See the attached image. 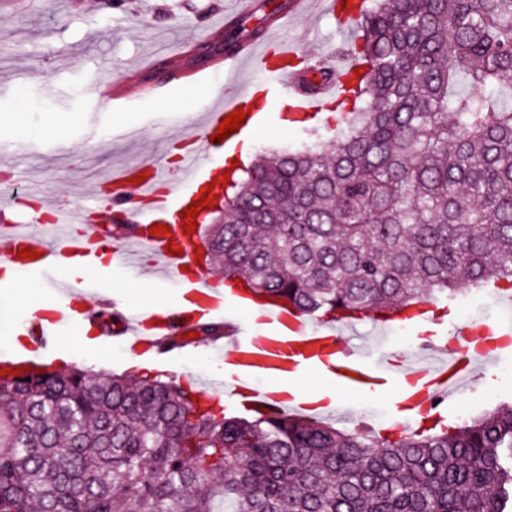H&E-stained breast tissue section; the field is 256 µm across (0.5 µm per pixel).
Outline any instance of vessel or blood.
I'll return each mask as SVG.
<instances>
[{
	"instance_id": "1",
	"label": "vessel or blood",
	"mask_w": 512,
	"mask_h": 512,
	"mask_svg": "<svg viewBox=\"0 0 512 512\" xmlns=\"http://www.w3.org/2000/svg\"><path fill=\"white\" fill-rule=\"evenodd\" d=\"M234 68L244 66L268 72L265 83L237 81L231 96H218L211 101L195 132L211 139L222 119L236 108L246 106L255 96L273 94L275 89L294 90L298 109L316 111L321 98L339 94L337 85L324 88L321 97L296 93L297 74L282 65L269 68L266 51L248 49L236 56ZM224 169L217 166L201 168L195 153H187L177 170L169 172L160 163L124 165L113 170L115 188L111 208L125 223L134 225L122 247L112 252V263L96 264L102 250L103 237L98 226L91 224L86 209L62 210L47 195L39 197L38 213L29 215L26 223L12 225L5 250L0 251V288L9 287L12 277L23 276L43 284L51 295L50 302L59 305L72 296L86 300L83 308L64 316L44 315L39 307L21 314L20 329L35 336L42 348L52 347L62 332H83L95 322L103 307L109 306L98 289L100 281L111 276L113 269L137 263L143 255H151L154 263L147 273L158 280L178 279L183 304L160 311L148 308L122 316L121 332L133 349H149L164 343L171 336H185L196 331L199 323L217 315L224 308L225 296L209 267L196 264L199 247L197 235L185 232L183 225L170 224L168 232L153 236L149 229L169 213H181L199 198L208 185L223 188ZM82 225L74 234L70 225ZM179 246V254H171L169 244ZM38 251V258L23 254L24 248ZM72 258L82 259L89 267L86 277L70 281L61 277L60 269ZM237 303L254 316L250 325L229 324L224 333L231 339L224 363L232 372L233 384L222 388L211 382L201 383L198 392L204 400L220 401L222 396L239 399L251 409L279 413L297 412L323 416L327 410L310 398L284 393L254 382L258 369L295 374L308 367L325 369L337 386L359 392H374L399 384V400L403 408H413L419 401H444L455 396L459 387L471 383L482 369L491 365L504 348V340L512 333L508 325L474 330L469 326L455 328L457 343L448 345L441 359L430 363L415 361L402 364L398 373H391L382 363L368 364L350 337L355 325L341 319L324 325L313 324L309 317L278 303L262 302L242 293Z\"/></svg>"
}]
</instances>
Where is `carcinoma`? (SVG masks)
<instances>
[{
	"label": "carcinoma",
	"instance_id": "obj_1",
	"mask_svg": "<svg viewBox=\"0 0 512 512\" xmlns=\"http://www.w3.org/2000/svg\"><path fill=\"white\" fill-rule=\"evenodd\" d=\"M356 20L300 68L307 96L344 81L337 109L232 169L206 239L224 287L325 322L455 299L459 273L512 292V0H362ZM194 397L157 374L1 377L0 512H512V401L396 433Z\"/></svg>",
	"mask_w": 512,
	"mask_h": 512
}]
</instances>
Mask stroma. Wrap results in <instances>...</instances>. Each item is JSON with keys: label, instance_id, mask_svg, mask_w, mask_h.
I'll use <instances>...</instances> for the list:
<instances>
[{"label": "stroma", "instance_id": "1", "mask_svg": "<svg viewBox=\"0 0 512 512\" xmlns=\"http://www.w3.org/2000/svg\"><path fill=\"white\" fill-rule=\"evenodd\" d=\"M271 3L253 0L244 16L247 26L264 25L267 46L290 40L300 48L301 58L315 60L344 42L335 20L326 14L303 11L285 29L268 24ZM234 6V0H128L120 20L111 18L101 0H0V161L14 177L52 195L62 207L101 210L105 201L85 196L83 185L123 163L150 160L174 166L180 147L173 131L195 125L213 91L228 89L234 78L220 57L206 64L209 81L189 78L196 67L191 60L194 47ZM150 60L154 68L142 72ZM102 81L126 92L122 108L91 94L93 83ZM289 99L284 91L263 100L268 123L253 132L244 164L302 139L300 128L288 122ZM101 287L132 307L157 301L171 305L180 294L177 281L147 278L137 264L114 271ZM38 296V284L23 277L0 290V352L12 346L17 313ZM360 332L359 341L372 356L409 357L437 341L433 327L398 322L377 331L365 325ZM193 348L194 356L149 364L127 350L117 335L104 337L95 351L66 336L58 347L42 352L41 361L59 372L90 367L98 374L141 376L149 370L183 385L231 381L222 352L198 338ZM289 383L334 397L338 414L333 421L341 427L369 422L361 411L366 402L386 415L394 413L388 392H343L313 371L292 376ZM510 396L512 354L498 359L455 401L446 403L445 414L459 422Z\"/></svg>", "mask_w": 512, "mask_h": 512}]
</instances>
